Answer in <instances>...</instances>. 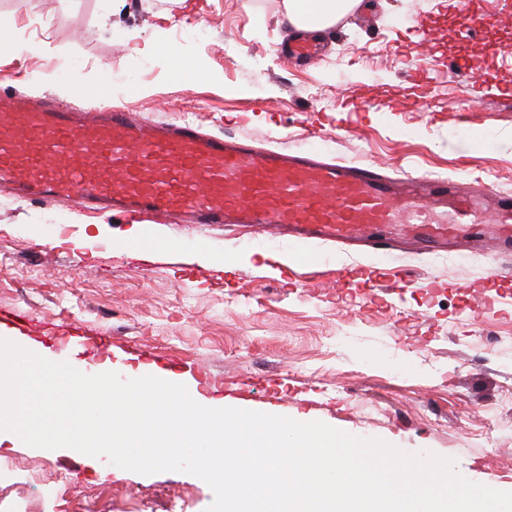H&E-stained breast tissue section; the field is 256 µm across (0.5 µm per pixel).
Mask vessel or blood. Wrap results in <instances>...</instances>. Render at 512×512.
<instances>
[{"instance_id": "vessel-or-blood-1", "label": "vessel or blood", "mask_w": 512, "mask_h": 512, "mask_svg": "<svg viewBox=\"0 0 512 512\" xmlns=\"http://www.w3.org/2000/svg\"><path fill=\"white\" fill-rule=\"evenodd\" d=\"M0 186L31 203L72 200L86 210L137 212L159 224L288 227L297 242L392 250L381 224H413L427 240L512 224V195L488 181L412 173L393 177L320 152L270 149L206 132L193 120L148 123L123 108L74 107L50 97L0 94ZM377 289L412 284L407 269L337 270Z\"/></svg>"}]
</instances>
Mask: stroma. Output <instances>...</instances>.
<instances>
[{
	"instance_id": "1",
	"label": "stroma",
	"mask_w": 512,
	"mask_h": 512,
	"mask_svg": "<svg viewBox=\"0 0 512 512\" xmlns=\"http://www.w3.org/2000/svg\"><path fill=\"white\" fill-rule=\"evenodd\" d=\"M18 47H0V87L55 95L73 73L108 84L112 105L143 119H201L208 131L275 142L357 163L432 175L490 178L512 193V24L458 36L448 0H361L324 30L327 50L302 69L273 46L289 34L283 0H0ZM133 30L137 39L125 42ZM165 37L200 58L210 80H171L153 41ZM41 44L38 52L27 51ZM433 66L419 84L411 69ZM376 95L396 111L363 112ZM472 107L461 126L448 105ZM322 135L306 138L310 118ZM153 239L135 248L127 237ZM468 256L393 257L317 246L305 261L287 240L238 224H148L87 215L66 202L28 203L0 193V336L38 320L54 362L95 370L58 336L81 330L109 340L115 372L148 354L184 364L179 379L225 406L320 421L407 452L455 460L468 480L512 491V280L496 277L497 225ZM292 256L298 283L266 280L264 267ZM331 268L406 266L415 280L374 297L344 299ZM21 478L0 479V512H206L214 494L184 472L142 475L70 448L24 444L0 433V459ZM54 483L46 496V483Z\"/></svg>"
}]
</instances>
